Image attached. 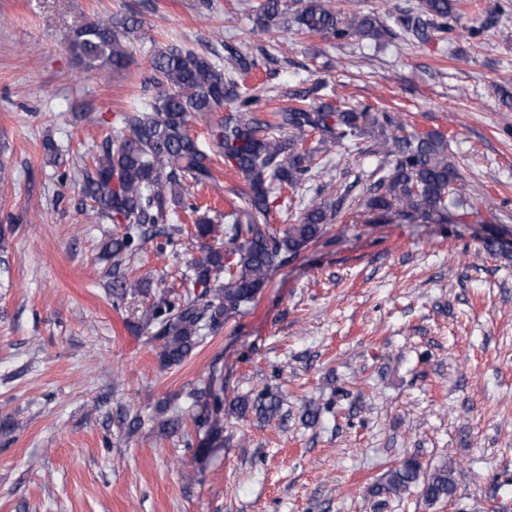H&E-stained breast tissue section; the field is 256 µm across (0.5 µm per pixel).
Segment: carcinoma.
<instances>
[{
	"instance_id": "1",
	"label": "carcinoma",
	"mask_w": 512,
	"mask_h": 512,
	"mask_svg": "<svg viewBox=\"0 0 512 512\" xmlns=\"http://www.w3.org/2000/svg\"><path fill=\"white\" fill-rule=\"evenodd\" d=\"M290 9L283 0H262L256 24L297 35H324L338 41L378 40L389 29L371 13L344 14L327 0H297ZM458 0H419L418 11L408 10L399 25L427 42L452 34L460 19ZM142 26L133 16L97 20L75 29L67 38L69 51L88 71L105 74L124 69L130 57L129 35ZM229 68L192 49L167 44L151 55L148 84L151 95L142 106L118 116L121 136L106 141L95 152L93 164L82 171L81 190L99 223L132 224L137 234L116 238L105 247L112 258V297L146 294L145 281L128 277L125 263L134 242L149 240L154 228L168 224L174 208L193 213L199 207L188 201L191 189L210 184L209 156L189 133L193 114L228 113L210 122V141L224 161L243 178L236 192L240 204L224 214V225L204 213L194 221L199 240L224 232V247L207 246L193 258L189 269L200 291L179 298L157 285L152 316L158 323L159 356L165 365L181 363L198 344L202 330L217 328L254 302L261 288L286 258L297 256L326 233L336 220L341 202L321 201L304 207L296 222L283 231L267 224L272 201L270 186L278 183L294 191L318 176L321 153L343 142L376 137L373 151L388 160V169L365 202L370 211H394L407 221L434 218L453 221L463 203L455 198L460 171L448 159V141L439 132H405L401 120L390 112H374L369 105L340 108L326 100V86L288 93L285 104L265 120L261 97L239 91L234 73H246L256 63L237 53L227 57ZM318 136L305 147L301 136ZM247 223L240 222V214ZM201 408L199 426L208 428L211 443L222 441L224 412L220 393L210 386L190 393ZM280 397L265 390L253 398L235 401L229 414L248 412L266 423L281 410ZM421 488L425 502L435 505L449 499L455 488L453 469L444 462L426 473L422 463L409 458L392 469L376 488L379 494L399 496L410 487Z\"/></svg>"
}]
</instances>
